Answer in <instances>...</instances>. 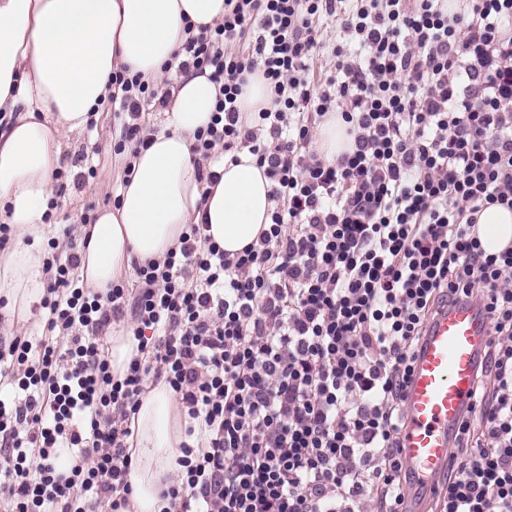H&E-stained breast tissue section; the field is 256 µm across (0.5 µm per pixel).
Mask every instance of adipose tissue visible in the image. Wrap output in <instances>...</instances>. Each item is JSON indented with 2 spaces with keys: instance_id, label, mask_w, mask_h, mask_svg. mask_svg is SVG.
<instances>
[{
  "instance_id": "1",
  "label": "adipose tissue",
  "mask_w": 512,
  "mask_h": 512,
  "mask_svg": "<svg viewBox=\"0 0 512 512\" xmlns=\"http://www.w3.org/2000/svg\"><path fill=\"white\" fill-rule=\"evenodd\" d=\"M223 17L224 0H0V113L11 117L0 129V216L14 231L0 250V310L9 318L26 320L43 293V216L63 136L86 130L112 92L117 67L159 82L185 41L186 24L211 26ZM216 94L204 74L175 82L119 207L99 211L85 228L89 245L79 272L88 286L108 287L133 261L163 259L188 223L206 221L208 236L230 255L269 224L270 183L248 152L238 163L214 164L215 182L197 179L190 145L209 123ZM478 229L485 251L500 252L512 244V210L487 207ZM186 425L169 386L150 384L130 438L131 512H159Z\"/></svg>"
}]
</instances>
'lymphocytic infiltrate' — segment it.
Returning <instances> with one entry per match:
<instances>
[{"instance_id": "1", "label": "lymphocytic infiltrate", "mask_w": 512, "mask_h": 512, "mask_svg": "<svg viewBox=\"0 0 512 512\" xmlns=\"http://www.w3.org/2000/svg\"><path fill=\"white\" fill-rule=\"evenodd\" d=\"M224 0L186 26L178 74L209 72L199 161L245 151L271 183L270 224L229 255L201 224L134 285L78 275L73 226L49 238L40 338L0 336V512H118L132 493L131 425L168 384L203 445L182 443L165 512H401L403 390L429 319L478 299L492 340L438 512H512V250L489 254L485 206L512 209V0ZM337 19L333 75L310 77L316 23ZM261 74L268 108L243 117ZM117 153L151 135L168 85L112 74ZM340 113L336 161L314 129ZM126 321L137 356L112 373L104 333Z\"/></svg>"}]
</instances>
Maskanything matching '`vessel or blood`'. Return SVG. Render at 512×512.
I'll use <instances>...</instances> for the list:
<instances>
[{
	"label": "vessel or blood",
	"mask_w": 512,
	"mask_h": 512,
	"mask_svg": "<svg viewBox=\"0 0 512 512\" xmlns=\"http://www.w3.org/2000/svg\"><path fill=\"white\" fill-rule=\"evenodd\" d=\"M490 341L487 314L475 300L444 306L426 325L404 391L407 512H430L443 492L455 432L474 401L477 366Z\"/></svg>",
	"instance_id": "b4317fda"
}]
</instances>
